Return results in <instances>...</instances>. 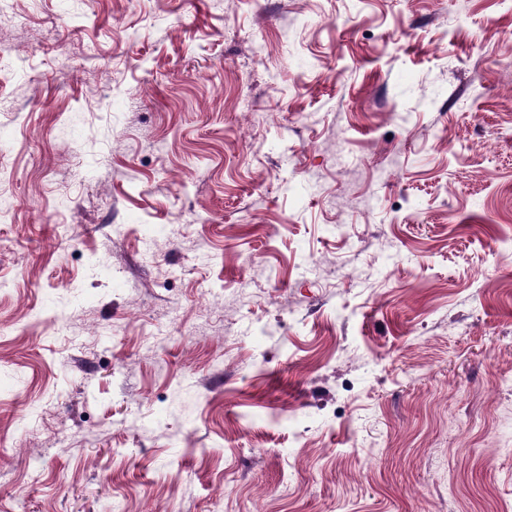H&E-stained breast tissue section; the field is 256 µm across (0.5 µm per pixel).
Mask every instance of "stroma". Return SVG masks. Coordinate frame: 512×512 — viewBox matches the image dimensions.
<instances>
[{
	"instance_id": "1",
	"label": "stroma",
	"mask_w": 512,
	"mask_h": 512,
	"mask_svg": "<svg viewBox=\"0 0 512 512\" xmlns=\"http://www.w3.org/2000/svg\"><path fill=\"white\" fill-rule=\"evenodd\" d=\"M8 6L0 512L512 510V6Z\"/></svg>"
}]
</instances>
